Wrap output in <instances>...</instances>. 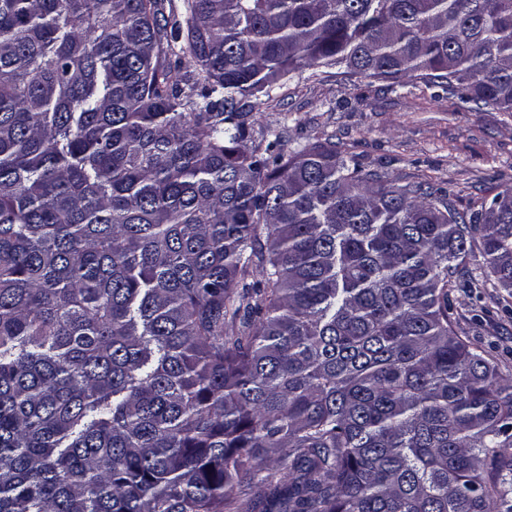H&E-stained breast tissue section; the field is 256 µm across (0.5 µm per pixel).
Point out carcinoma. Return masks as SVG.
Instances as JSON below:
<instances>
[{"label":"carcinoma","instance_id":"carcinoma-1","mask_svg":"<svg viewBox=\"0 0 512 512\" xmlns=\"http://www.w3.org/2000/svg\"><path fill=\"white\" fill-rule=\"evenodd\" d=\"M322 66L512 112V0H0V512H512V391L448 318L476 241L512 288V185L467 216L255 142Z\"/></svg>","mask_w":512,"mask_h":512}]
</instances>
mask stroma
Wrapping results in <instances>:
<instances>
[{"mask_svg": "<svg viewBox=\"0 0 512 512\" xmlns=\"http://www.w3.org/2000/svg\"><path fill=\"white\" fill-rule=\"evenodd\" d=\"M255 134L285 131L293 146L326 138L342 143L393 183L427 182L447 191L461 212L477 211L512 180V112L470 109L416 79L392 89L376 79L315 76L284 79L276 96L259 97ZM456 334L482 348L501 383L512 385V291L484 284L451 294Z\"/></svg>", "mask_w": 512, "mask_h": 512, "instance_id": "35a3bbf8", "label": "stroma"}]
</instances>
